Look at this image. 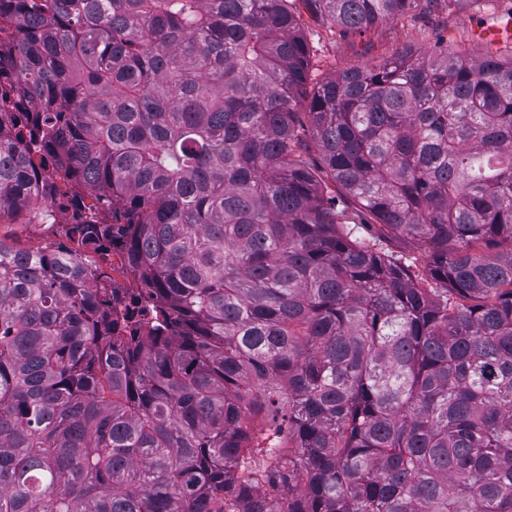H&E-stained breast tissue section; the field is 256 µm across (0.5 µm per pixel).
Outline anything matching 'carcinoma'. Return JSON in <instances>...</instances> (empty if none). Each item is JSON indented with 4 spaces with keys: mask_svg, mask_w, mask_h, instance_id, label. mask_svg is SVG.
<instances>
[{
    "mask_svg": "<svg viewBox=\"0 0 512 512\" xmlns=\"http://www.w3.org/2000/svg\"><path fill=\"white\" fill-rule=\"evenodd\" d=\"M418 2L0 0V211L151 300L0 236V512H512V57L297 112L301 9ZM101 270L106 274L102 279H106L108 288H112V309L123 311L130 295L137 294L142 288L137 274L128 268L119 245H112V270Z\"/></svg>",
    "mask_w": 512,
    "mask_h": 512,
    "instance_id": "1",
    "label": "carcinoma"
}]
</instances>
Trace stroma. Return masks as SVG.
<instances>
[{
	"mask_svg": "<svg viewBox=\"0 0 512 512\" xmlns=\"http://www.w3.org/2000/svg\"><path fill=\"white\" fill-rule=\"evenodd\" d=\"M512 14V0H440L434 13L414 9L380 22L364 34L340 33L303 17L302 27L311 47L309 83L317 85L350 67H366L409 50L426 58L443 49L477 58L486 52L512 56V42L491 44L474 37L477 24L494 23Z\"/></svg>",
	"mask_w": 512,
	"mask_h": 512,
	"instance_id": "stroma-1",
	"label": "stroma"
}]
</instances>
